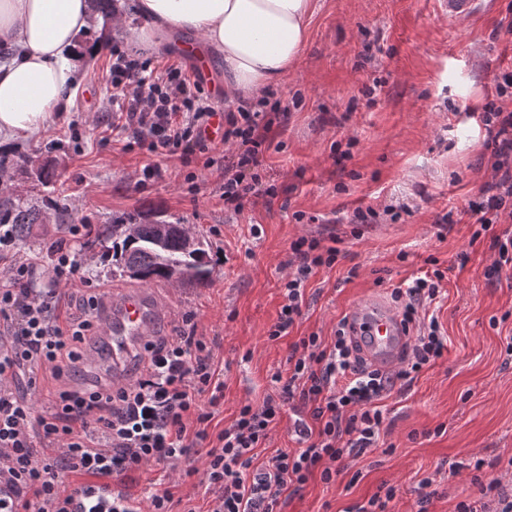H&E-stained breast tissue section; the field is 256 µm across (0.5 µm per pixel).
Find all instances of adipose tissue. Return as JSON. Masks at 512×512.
Masks as SVG:
<instances>
[{
	"instance_id": "adipose-tissue-1",
	"label": "adipose tissue",
	"mask_w": 512,
	"mask_h": 512,
	"mask_svg": "<svg viewBox=\"0 0 512 512\" xmlns=\"http://www.w3.org/2000/svg\"><path fill=\"white\" fill-rule=\"evenodd\" d=\"M149 30H193L224 57V93L243 99L280 84L300 59L311 0H137ZM88 0H0V139L34 138L74 75Z\"/></svg>"
}]
</instances>
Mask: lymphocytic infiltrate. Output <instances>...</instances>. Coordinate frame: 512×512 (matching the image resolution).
<instances>
[{
  "instance_id": "f902f5d3",
  "label": "lymphocytic infiltrate",
  "mask_w": 512,
  "mask_h": 512,
  "mask_svg": "<svg viewBox=\"0 0 512 512\" xmlns=\"http://www.w3.org/2000/svg\"><path fill=\"white\" fill-rule=\"evenodd\" d=\"M112 137L124 150L186 158L201 152L205 167H218L220 197L241 212L251 198L271 196L259 169L273 123L287 124L281 102L242 104L234 112L213 106L198 81L178 64L112 49ZM494 177L467 213L481 233L512 220V73L500 76L482 113ZM232 146L231 154H208L211 143ZM285 303L269 330L288 335L303 316L305 287L315 270L332 267L341 251L302 237L291 246ZM50 287L31 288L36 260L15 257L0 275V487L10 491L0 512H69V479L108 478L149 465L198 477L213 494L209 512H281L288 497L313 475L331 481L347 459L377 447L383 424L380 400L396 385L407 386L440 359L445 337L427 305L439 295L445 274L436 269L393 291L411 342L398 365L368 366L339 320L331 344L310 335L295 343L287 375H273V393L241 406L217 437L208 426L222 398L215 345L204 337L178 334L150 341L139 378L119 388L95 383L70 388L66 381L79 360V343L89 321L60 325L51 302L61 283L76 280L81 267L66 241L53 248ZM60 382L46 410L14 390L16 373ZM293 410L295 448L266 458L256 450L269 438L283 409ZM204 449L202 467L188 465Z\"/></svg>"
}]
</instances>
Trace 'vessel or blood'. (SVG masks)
Here are the masks:
<instances>
[{
  "label": "vessel or blood",
  "mask_w": 512,
  "mask_h": 512,
  "mask_svg": "<svg viewBox=\"0 0 512 512\" xmlns=\"http://www.w3.org/2000/svg\"><path fill=\"white\" fill-rule=\"evenodd\" d=\"M440 13L451 21L476 14L480 0H438ZM199 78L209 81L211 67L200 43L184 47ZM159 314L148 292H123L112 296V315L106 321V348L112 358V382L122 384L120 369L132 351L142 349L154 334V322ZM351 336L360 344L365 357L375 367L388 369L396 365L401 352L409 344V334L400 312L380 297L363 299L348 317ZM112 481H92L75 494L72 512H88L93 505H102L110 512L112 496L118 493Z\"/></svg>",
  "instance_id": "vessel-or-blood-1"
}]
</instances>
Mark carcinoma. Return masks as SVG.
Wrapping results in <instances>:
<instances>
[{
  "label": "carcinoma",
  "mask_w": 512,
  "mask_h": 512,
  "mask_svg": "<svg viewBox=\"0 0 512 512\" xmlns=\"http://www.w3.org/2000/svg\"><path fill=\"white\" fill-rule=\"evenodd\" d=\"M39 219L36 208L22 202L5 200L0 203V224L14 225L18 236L23 237L28 227ZM157 222L143 217L128 218L119 223L104 224L97 232L101 243L112 242V275L128 277L144 283L171 281V272L178 270L184 282H203L209 279L212 267L208 244L198 240L197 246H187L185 227L180 222L170 223L163 249L154 247Z\"/></svg>",
  "instance_id": "1"
}]
</instances>
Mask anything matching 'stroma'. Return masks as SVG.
<instances>
[{
    "instance_id": "obj_1",
    "label": "stroma",
    "mask_w": 512,
    "mask_h": 512,
    "mask_svg": "<svg viewBox=\"0 0 512 512\" xmlns=\"http://www.w3.org/2000/svg\"><path fill=\"white\" fill-rule=\"evenodd\" d=\"M134 3L118 0L108 27L80 34L87 54L76 63L71 100L38 139L0 145L2 157L29 159L27 168L9 167L0 201L28 200L40 212L15 245L18 256L40 260L33 287H49L51 249L69 223L96 229L157 213L205 238L208 281L178 285L172 294L163 282L149 288L168 310L157 335L185 332L217 342L224 400L208 428L215 434L241 404L271 393L272 375L287 373L300 338L315 333L332 341L338 320L364 294L391 295L439 268L441 296L429 312L447 338L442 358L382 400L380 447L350 460L331 482L311 478L283 512H357L385 483L398 488L388 512H417L426 477L433 480L430 512H455L459 502L482 498L483 480L512 482V280L488 275L498 256L492 237L512 235V223L477 238L467 220L440 221L448 211L463 212L492 177L479 114L498 76L512 71V35L497 31L512 20V0H483L473 17L456 23L442 17L437 0H312L301 57L274 89L293 105L264 153L263 176L277 194L253 199L238 214L225 209L219 173L204 168L203 154L183 161L127 153L106 139L113 46L180 64L183 42L199 38L179 31L138 42L146 22ZM377 79L382 91L368 100L364 91ZM148 164L165 169L164 179L139 184ZM41 167L55 173L50 186L35 180ZM398 203L410 211L397 222L358 230L349 222L355 210ZM298 212L306 222L295 221ZM302 236L336 238L341 256L310 278L302 320L272 340L290 245ZM72 251L90 283L135 287V280L113 277L112 260L93 234ZM101 336L98 328L87 331L74 386L111 380ZM455 463L460 473H452ZM115 480L141 500L153 485L171 490L173 512H207L212 499L197 479L171 482L160 466Z\"/></svg>"
}]
</instances>
